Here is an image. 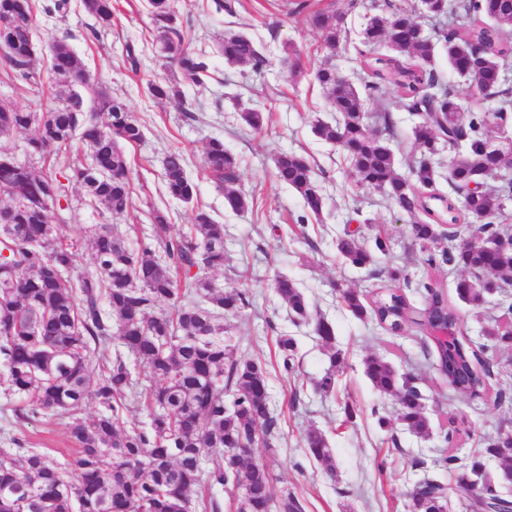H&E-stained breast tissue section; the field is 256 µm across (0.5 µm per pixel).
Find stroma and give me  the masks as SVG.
Here are the masks:
<instances>
[{
	"label": "stroma",
	"instance_id": "obj_1",
	"mask_svg": "<svg viewBox=\"0 0 512 512\" xmlns=\"http://www.w3.org/2000/svg\"><path fill=\"white\" fill-rule=\"evenodd\" d=\"M331 1L349 10L351 30L348 43L333 52L322 48L305 14L293 12L294 0H226L228 7L222 11L214 0H171L185 46L210 60L211 75L198 85L186 82L177 67L158 56L147 0H113L112 24L106 28L98 26L81 0H70L64 14L45 12V0H34L40 50L33 68L40 76V89L32 91L21 80L0 81V102L35 108L40 98L49 97L48 48L55 39L66 38L99 88L123 101L144 128L143 142L125 149L133 199L127 213L113 218L115 231L132 242L153 243L151 212L156 208L168 213L174 235L192 222L197 207L223 224L227 260L211 277L224 288L251 292L250 306L225 324L238 356L265 362L268 370L270 407L280 431L274 447L259 445L253 454L267 466L274 497L293 493L305 512H411L409 492L426 477L446 487L449 512H465L459 474L449 471L444 459L479 456L488 471L498 469L494 458L483 456V442L512 428V403L495 401L498 392L512 394V348L490 345L485 330L494 319L502 329L512 328V285L486 296L477 309L461 301L455 293L461 270L425 264L426 253L411 233L415 217L379 193L356 187L339 148L314 134L317 122L335 119L315 79L316 69L327 62L340 75L362 80L364 73L355 61L358 33L366 15L384 3L361 0L354 9L349 0H311L310 5L316 9ZM228 32L244 33L263 44L269 64L261 73H241L224 59L218 46ZM130 45L135 48L131 56L126 53ZM153 82L179 85L183 104L154 99L148 91ZM247 108L264 113L262 130L251 129L241 119ZM365 108L366 121L374 128L381 125L380 113H390L387 140L399 172L408 173L418 116L404 109L400 90L391 80ZM213 138L222 139L238 162V185L249 199L243 211L225 207L223 192L202 169L205 147ZM176 148L186 155L187 172L198 185L192 205L173 199L165 187L162 160ZM283 152L300 154L310 162L325 199L320 216L308 214L300 195L277 181L274 159ZM65 217L60 235L77 243L82 268H93L88 231L102 217L80 186L70 190ZM348 233L367 246L376 234H384L389 252L377 255L370 266H351L336 252L337 239ZM391 266L402 270L400 280L388 279ZM281 276L295 281L311 311L333 325V347L323 346L313 325L291 320L274 291ZM429 280L443 288L469 338L490 346L493 375L482 397L456 393L434 368L433 344L417 324L425 306L423 284ZM382 288L400 291L407 299L408 321L401 333L356 319L341 299L348 289L372 293ZM283 336L297 344L291 375L280 362L277 341ZM334 349L345 361L337 373L329 359ZM371 354L387 359L398 373L416 378L430 420L428 435L403 427L396 397L380 395L372 387L363 372V361ZM331 372L336 386L327 394L320 383ZM347 404L356 411L350 421L343 413ZM26 405V397L0 392V448L19 439L25 447L48 452L60 463L65 478L75 480V450L64 418L24 417ZM382 416L388 427L379 426ZM311 428L325 434L333 470L309 454L304 435Z\"/></svg>",
	"mask_w": 512,
	"mask_h": 512
}]
</instances>
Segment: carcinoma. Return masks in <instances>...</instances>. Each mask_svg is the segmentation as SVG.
Returning <instances> with one entry per match:
<instances>
[{"label": "carcinoma", "mask_w": 512, "mask_h": 512, "mask_svg": "<svg viewBox=\"0 0 512 512\" xmlns=\"http://www.w3.org/2000/svg\"><path fill=\"white\" fill-rule=\"evenodd\" d=\"M155 39L162 56L184 78L200 84L210 77L207 56L184 47V34L169 0H150ZM85 10L99 23H112V0H83ZM413 8L384 5L367 17L359 32L364 49L358 50L362 70L370 77L359 89L324 64L315 74L336 124L319 123L321 139L339 147L349 162L355 181L422 218L413 231L431 267L461 268L470 273L456 283L462 301L478 308L484 292L478 281L492 277L512 282V252L497 248L503 202L512 199V181L497 189H484L460 208L451 195L436 192L441 173L436 155L446 149L453 157L451 190L472 176L482 179L500 169H512V150H489L496 114L512 108V98L499 97L493 75L509 66L512 44L503 41L502 28L512 26V0H430L432 17L454 15L470 24H450L428 34L414 21ZM348 13L334 3L310 13L311 25L323 45L333 49L348 38ZM32 0H0V78L22 80L38 86L32 61L39 45L34 38ZM382 44L386 52L373 46ZM447 53L448 64L460 68L471 50L482 49L485 65L467 73L470 85L483 97L498 99L497 109L465 111L445 88L435 68L437 47ZM224 58L246 72L257 73L267 62L258 44L239 33H227L219 44ZM51 70L64 96L40 104V111L0 104V137L32 130L27 140L30 155L50 158L69 152L78 140L88 159L69 160L67 176L54 167L38 174L15 158L0 154V256L9 272H0V377L4 393L23 394L32 414L69 417L67 433L76 449L78 480L68 482L60 465L36 448L16 447L0 457V512H189L190 494L206 481L237 491L236 512H302L293 497L277 501L270 491L266 465L239 449L261 443L270 448L279 434V422L269 407L268 382L263 364L236 356L233 338L226 335L224 318L238 315L250 305V295L226 290L208 273L224 269V225L204 210L194 213L187 231L169 234V217L162 210L151 213L155 239L164 262L150 246L128 243L112 225L93 229L91 246L94 270L80 267L77 245L60 237L48 211L68 199L69 186L85 189L101 214L126 213L132 204L131 176L122 146L143 141V126L124 104L106 94L85 103L72 90L91 85V75L66 39L49 47ZM394 80L408 111H423L426 119L414 130L418 155L400 175L386 140L375 135L365 121V101L381 84ZM149 93L158 99L181 101L179 87L152 83ZM106 116L100 122L97 115ZM203 170L224 191V204L233 211L248 205L247 195L236 187V158L213 138L203 155ZM277 179L296 191L309 212L318 215L324 197L309 162L296 153H281L275 160ZM163 178L169 194L184 203L197 197V185L187 174V158L179 149L163 160ZM463 225L482 234L475 248L439 247L441 225ZM339 255L356 267L372 263L373 254L350 235L336 242ZM74 270V278L60 279L53 269ZM427 302L420 325L449 324L452 341L434 346L435 369L455 392L480 396L489 385L492 363L486 347L472 343L459 325L443 289L423 285ZM275 293L288 314L311 321L325 345L335 340L332 324L324 317L311 319L308 302L296 283L286 276L275 282ZM345 307L361 320L371 319L394 334L407 322L408 304L402 294L374 293L368 297L354 290L342 294ZM173 304L168 314L162 305ZM118 342L124 351L112 358L97 356L101 345ZM283 369L295 367L296 343L283 336L278 341ZM143 368V410L149 427L123 429L127 397L137 394L130 361ZM100 377L94 396L101 411L87 421L79 416L89 394L92 364ZM364 374L382 395L399 398V420L409 431L423 435L430 430L423 395L409 375H400L382 357L363 361ZM306 448L332 470V456L323 432L307 430ZM484 452L502 463L512 461V440L497 437ZM211 467L201 472L203 454ZM485 509H506L505 502L486 490L471 500ZM412 512H444L446 499L435 494L429 480L415 484ZM199 512H223L224 504L209 493L198 496Z\"/></svg>", "instance_id": "carcinoma-1"}]
</instances>
